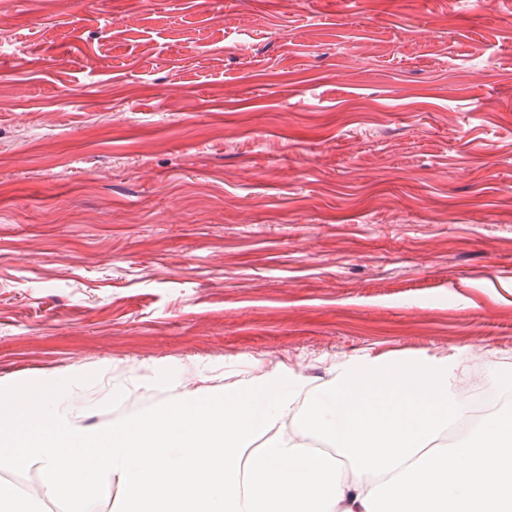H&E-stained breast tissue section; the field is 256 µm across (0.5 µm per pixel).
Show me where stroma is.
<instances>
[{
  "instance_id": "stroma-1",
  "label": "stroma",
  "mask_w": 512,
  "mask_h": 512,
  "mask_svg": "<svg viewBox=\"0 0 512 512\" xmlns=\"http://www.w3.org/2000/svg\"><path fill=\"white\" fill-rule=\"evenodd\" d=\"M0 384L512 364V0H0Z\"/></svg>"
}]
</instances>
